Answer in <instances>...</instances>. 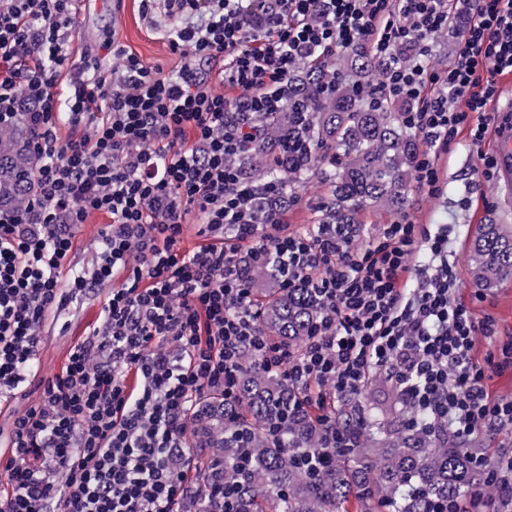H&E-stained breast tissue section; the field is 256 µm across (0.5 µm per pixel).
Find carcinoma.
<instances>
[{
  "mask_svg": "<svg viewBox=\"0 0 512 512\" xmlns=\"http://www.w3.org/2000/svg\"><path fill=\"white\" fill-rule=\"evenodd\" d=\"M380 64L361 49L326 65L305 63L292 77L288 102L262 118L256 149L234 159L254 179H282L295 190L319 169L331 187L323 224H359L369 211L398 209L413 191L419 142L403 121L408 105L367 95ZM32 133L21 112L0 122V211L34 199ZM475 285L492 289L512 278V224L479 225L469 247ZM272 285L257 293L263 330L300 350L323 311V301L301 288L281 286L275 263L250 271ZM288 378L248 360L240 381L242 407L218 396L201 402L192 418L200 436L197 512H217L205 488L233 495V512H427L425 502H457L477 512L473 491L500 501L487 466L449 439L433 440L380 418L357 448L323 447L305 421L281 422Z\"/></svg>",
  "mask_w": 512,
  "mask_h": 512,
  "instance_id": "1",
  "label": "carcinoma"
}]
</instances>
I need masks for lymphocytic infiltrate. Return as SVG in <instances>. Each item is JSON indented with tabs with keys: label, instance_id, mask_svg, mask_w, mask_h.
<instances>
[{
	"label": "lymphocytic infiltrate",
	"instance_id": "lymphocytic-infiltrate-1",
	"mask_svg": "<svg viewBox=\"0 0 512 512\" xmlns=\"http://www.w3.org/2000/svg\"><path fill=\"white\" fill-rule=\"evenodd\" d=\"M75 2L0 0V118L20 99L36 102L39 160L35 201L0 212V403L30 371L47 313L92 286L110 292L101 328L15 414L0 512H177L185 475L173 459L188 422L210 394L240 405L248 354L287 377L289 414L319 425L328 448L352 447L336 411L375 374L400 389L421 429L465 439L512 426V400L484 384L497 362L472 355L493 327L452 296L447 232L400 217L357 247L347 224L292 231L287 210L270 205L279 184L233 162L255 140L247 114L280 111L302 63L361 47L382 63L375 93L410 102L422 142L414 180L437 196V157L462 130L483 139L497 78L512 74V0H471L455 58L440 69L421 57L452 21L449 0H166L182 21L169 41L178 73L116 43L119 69L75 80L60 112L52 90ZM405 45L415 56H399ZM218 57L237 100L201 69ZM63 121L73 130L64 142ZM93 213L111 219L93 273L66 275L74 230ZM190 215L206 241L185 251ZM271 257L285 287L324 302L296 352L264 332L243 272Z\"/></svg>",
	"mask_w": 512,
	"mask_h": 512
}]
</instances>
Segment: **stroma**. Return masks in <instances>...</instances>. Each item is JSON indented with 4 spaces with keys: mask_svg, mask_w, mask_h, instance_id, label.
Here are the masks:
<instances>
[{
    "mask_svg": "<svg viewBox=\"0 0 512 512\" xmlns=\"http://www.w3.org/2000/svg\"><path fill=\"white\" fill-rule=\"evenodd\" d=\"M177 25L163 0H156L149 15L143 13L140 0H83L78 6L75 26L66 36L68 63L58 75L53 89L55 99H65L72 79L79 75L111 71L112 50L107 45L111 39L164 73H177L181 60L171 52L168 41ZM498 89L494 103L496 122L484 139L476 144L469 132L460 133L449 152L438 157L441 193L432 197L414 190L403 210L404 216L415 223L447 226L456 274L453 296L471 311L476 321L492 322L495 328L493 337L481 336L476 340L474 357L479 362L490 357L501 360L503 347L512 345V281L485 291L473 285L468 271V242L478 225L490 221L512 224V191L498 179L488 180L481 174L483 158L494 156L502 128L512 123V114L507 111L512 104V77H500ZM329 193L328 184L317 176L305 179L297 187V200L288 212L292 229L318 223ZM109 222V217L95 214L75 229L70 256L73 272H91L102 232ZM107 297V289L98 288L46 316L39 329L41 344L33 370L10 403L0 407L1 436L10 435L15 413L38 402L41 379L59 372L67 363L71 347L90 338L100 327Z\"/></svg>",
    "mask_w": 512,
    "mask_h": 512,
    "instance_id": "stroma-1",
    "label": "stroma"
}]
</instances>
